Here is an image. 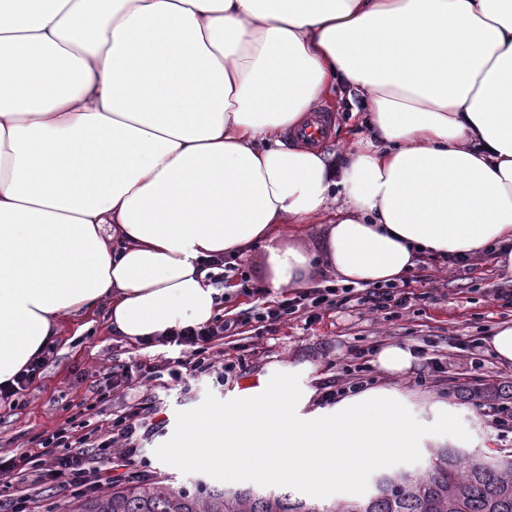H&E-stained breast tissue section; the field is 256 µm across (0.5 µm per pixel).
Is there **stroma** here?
Returning <instances> with one entry per match:
<instances>
[{"label": "stroma", "mask_w": 512, "mask_h": 512, "mask_svg": "<svg viewBox=\"0 0 512 512\" xmlns=\"http://www.w3.org/2000/svg\"><path fill=\"white\" fill-rule=\"evenodd\" d=\"M360 105L357 95L341 87L324 101L321 109L331 128L322 141L325 151L335 152L338 131L354 124L353 112ZM428 273V283L421 286L426 299L404 309L375 312L359 304L323 312L313 321L291 319L269 332L245 327L252 353L250 371L244 377L224 383L205 372L186 384L172 382L156 388L155 404L166 424L137 443V460L147 479H164L177 488L195 481V474L161 462L155 450L172 436L177 412L199 406L206 394L228 401L275 373H296L301 386L313 393L305 407L310 413L322 405L319 394L324 384L335 379L356 350L366 348L375 355L389 345L408 347L414 360L400 374L372 367L375 387L398 389L408 409L424 424L436 420L438 406H447L461 417L471 435L464 444L466 450L512 448V426L494 425L478 405L459 395L460 390L484 383L490 372L498 381L512 382V363H501L492 349H485L481 369L472 367L461 349L469 337L485 339L500 325L512 324V302L495 297L499 290L512 292V270L490 259L474 268L435 260ZM54 348L52 362L25 392L19 407L0 409V455L51 434L71 419L115 418L126 401L117 393L98 398L93 382L99 373L135 358L158 359L164 351L160 345L146 347L112 334L100 313L65 323Z\"/></svg>", "instance_id": "35a3bbf8"}]
</instances>
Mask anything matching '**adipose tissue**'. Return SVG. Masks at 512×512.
<instances>
[{
  "instance_id": "adipose-tissue-1",
  "label": "adipose tissue",
  "mask_w": 512,
  "mask_h": 512,
  "mask_svg": "<svg viewBox=\"0 0 512 512\" xmlns=\"http://www.w3.org/2000/svg\"><path fill=\"white\" fill-rule=\"evenodd\" d=\"M342 85L339 164L301 133ZM304 224L356 286L512 268V0H0V384L75 315L209 323L207 260ZM270 263L274 294L311 257Z\"/></svg>"
}]
</instances>
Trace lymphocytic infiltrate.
I'll return each mask as SVG.
<instances>
[{
	"instance_id": "f902f5d3",
	"label": "lymphocytic infiltrate",
	"mask_w": 512,
	"mask_h": 512,
	"mask_svg": "<svg viewBox=\"0 0 512 512\" xmlns=\"http://www.w3.org/2000/svg\"><path fill=\"white\" fill-rule=\"evenodd\" d=\"M359 298L381 311L391 306L406 308L416 295L390 285L360 297L354 289L318 283L273 303L244 310L236 317H220L160 338V345L180 349L178 357L168 359L165 367L133 360L103 372L96 381L97 390L103 394L138 391L136 403L122 415L88 431L74 426L57 429L37 439L34 447H21L0 456V474L15 480L10 491L0 494V512H36L37 492L49 479L63 494L75 496L138 477L133 440L155 434L163 426L156 418L158 410L150 392L152 382L161 374H168L178 383L214 367L227 377L241 375L248 368L245 355L225 356L224 345L239 336L242 325L254 322L271 327L300 316L313 319L322 310Z\"/></svg>"
}]
</instances>
